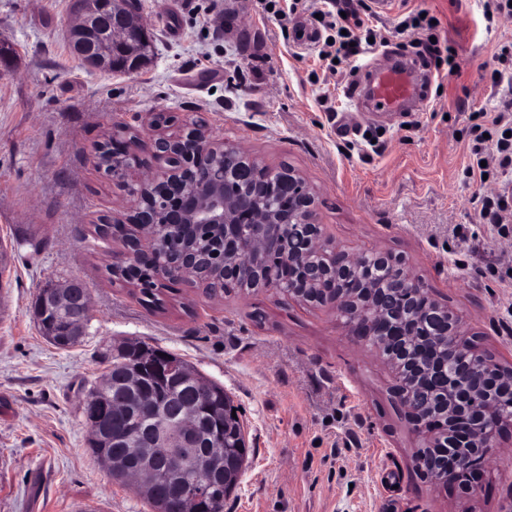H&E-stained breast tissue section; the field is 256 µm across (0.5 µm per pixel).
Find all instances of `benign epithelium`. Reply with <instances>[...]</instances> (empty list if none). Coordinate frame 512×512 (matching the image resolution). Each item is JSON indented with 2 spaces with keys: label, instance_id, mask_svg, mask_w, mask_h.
<instances>
[{
  "label": "benign epithelium",
  "instance_id": "benign-epithelium-1",
  "mask_svg": "<svg viewBox=\"0 0 512 512\" xmlns=\"http://www.w3.org/2000/svg\"><path fill=\"white\" fill-rule=\"evenodd\" d=\"M135 26L147 33L139 17L129 13L124 0H75V21L68 27V38L77 44L76 52L87 55L85 48L102 36L123 43L128 27ZM121 151L137 155L149 152L168 168L139 178L149 199L166 202L164 215L135 204L129 218L131 228L122 235L120 256L112 258V271L130 276L136 273L138 262L155 251L157 230L162 224H202L224 230V250L217 251L220 269L231 271L245 280L252 278L255 261L270 246L271 236L278 228L296 232L302 238L303 250L288 255L290 275L298 287L289 296L305 303H316L317 290L327 282H337L352 265L368 255L385 258L389 252L367 249L350 253L330 245L322 225L316 222V198L302 175L290 169L286 172L260 165L241 149L213 139L206 125L186 124L176 134H153L124 145L113 143ZM224 155V168L216 171L214 159ZM252 165L263 170L264 179L278 182L281 193L288 199V213L283 214L262 197L247 199L237 192L242 169ZM199 261L196 252L186 247L171 269L173 281L190 279ZM401 287L410 292L414 301H432L422 281L403 261L396 265ZM57 303L67 308L69 319L85 322L90 311V294L72 296L69 285H55ZM343 319L349 335L364 340L383 327V340L376 349L387 347L385 355L390 390L403 408L411 431L422 437L426 446L445 449L442 461L417 460L416 469L430 480L441 483L454 481L462 492L472 494L475 487L469 479L485 472L494 455L503 421H512V369L503 366L493 355L477 350L462 317L454 312L451 327L442 332L426 327L424 311L408 317L406 323L381 321L379 315L392 306L389 293L377 288L365 290L358 299L339 290L328 299ZM472 350L477 361L476 371L484 382L480 391L461 385V375L452 366L456 355ZM197 410L183 409L175 424L180 436L189 438L195 427ZM137 420L154 426L161 436L169 427L168 420L158 414L151 400H144ZM158 450L168 461L169 470L182 473L188 457L180 449L165 448L156 441ZM211 466L201 463L196 468L195 488L183 494L182 512H211L212 505L205 492Z\"/></svg>",
  "mask_w": 512,
  "mask_h": 512
}]
</instances>
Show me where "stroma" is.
Returning <instances> with one entry per match:
<instances>
[{
    "instance_id": "1",
    "label": "stroma",
    "mask_w": 512,
    "mask_h": 512,
    "mask_svg": "<svg viewBox=\"0 0 512 512\" xmlns=\"http://www.w3.org/2000/svg\"><path fill=\"white\" fill-rule=\"evenodd\" d=\"M73 3L0 0V512H152L92 456L83 415L91 382L130 339L188 361L237 408L249 455L224 512H504L512 428L477 493L433 485L414 466L420 442L387 369L333 309L272 290L213 300L185 281L156 304L115 280L121 244L95 227L126 219L134 199L90 156L108 132L148 130L157 112L204 123L263 165L303 174L327 237L404 256L479 346L512 364V243L476 219L470 153L497 114L490 76L512 21L487 18L483 0H393L372 25L390 31L427 9L461 71L428 68L411 111L382 112L349 96L361 69L324 71L326 32L309 14L282 23L263 0H141L155 55L116 73L71 51ZM69 279L86 283L91 310L83 342L62 350L33 301Z\"/></svg>"
}]
</instances>
